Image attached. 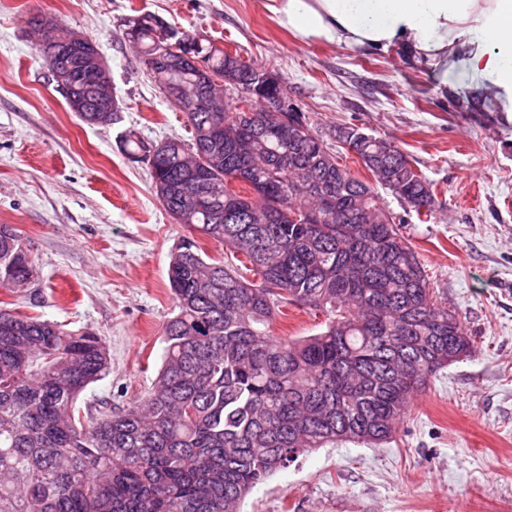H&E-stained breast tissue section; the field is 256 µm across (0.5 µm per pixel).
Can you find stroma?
<instances>
[{
  "instance_id": "1",
  "label": "stroma",
  "mask_w": 512,
  "mask_h": 512,
  "mask_svg": "<svg viewBox=\"0 0 512 512\" xmlns=\"http://www.w3.org/2000/svg\"><path fill=\"white\" fill-rule=\"evenodd\" d=\"M136 11L283 76L289 103L356 176L368 173L335 129L396 142L444 206L423 222L388 191L379 201L477 348L432 377L391 443L300 455L240 512H512V123L465 73L443 85L399 47L301 43L260 0H0V224L21 235L38 268L26 292L0 289V303L102 337L111 370L82 404L104 398L123 409L152 387L175 309L170 253L185 230L156 198L148 165L122 146L131 132L158 143L191 131L125 37L122 20ZM35 16L96 43L121 103L111 124H84L49 82ZM324 327L289 305L272 333L294 340Z\"/></svg>"
}]
</instances>
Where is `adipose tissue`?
I'll use <instances>...</instances> for the list:
<instances>
[{"label": "adipose tissue", "instance_id": "adipose-tissue-1", "mask_svg": "<svg viewBox=\"0 0 512 512\" xmlns=\"http://www.w3.org/2000/svg\"><path fill=\"white\" fill-rule=\"evenodd\" d=\"M299 41L368 53L394 46L440 79L465 67L512 116V0H266Z\"/></svg>", "mask_w": 512, "mask_h": 512}]
</instances>
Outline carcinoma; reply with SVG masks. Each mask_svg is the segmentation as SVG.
Here are the masks:
<instances>
[{
    "label": "carcinoma",
    "mask_w": 512,
    "mask_h": 512,
    "mask_svg": "<svg viewBox=\"0 0 512 512\" xmlns=\"http://www.w3.org/2000/svg\"><path fill=\"white\" fill-rule=\"evenodd\" d=\"M184 37L198 40L213 89L181 63L170 26L140 15L136 45L152 82L195 86L211 108L186 114L189 143H124L187 230L168 268L177 313L162 366L127 408L105 401L82 419L78 399L111 368L105 343L0 308V512H238L254 486L311 449L390 442L414 395L457 352H474L379 203L382 188L429 220L433 183L395 142L344 126L337 140L373 182L359 179L304 113L267 110L287 97L284 79ZM92 54L57 46L52 68L74 72ZM109 97L112 111L77 116L110 124L120 103ZM241 256L259 279L241 274ZM37 277L24 240L0 224V287L18 292ZM287 304L323 315L325 330L270 334Z\"/></svg>",
    "instance_id": "cac0c4a2"
}]
</instances>
